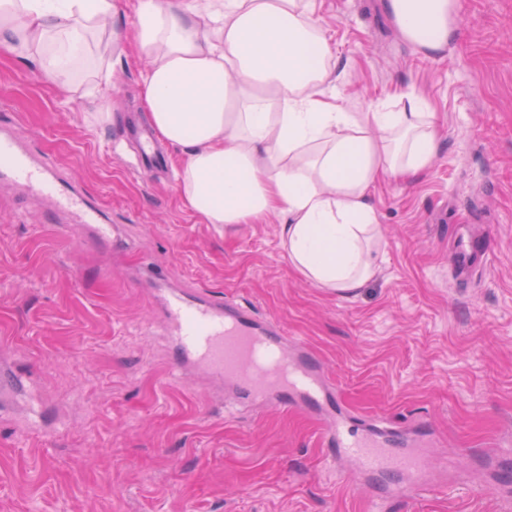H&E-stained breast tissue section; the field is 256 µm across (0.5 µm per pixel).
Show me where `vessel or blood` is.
I'll return each mask as SVG.
<instances>
[{"instance_id":"obj_1","label":"vessel or blood","mask_w":512,"mask_h":512,"mask_svg":"<svg viewBox=\"0 0 512 512\" xmlns=\"http://www.w3.org/2000/svg\"><path fill=\"white\" fill-rule=\"evenodd\" d=\"M0 180L50 199L71 227L89 226L99 239L110 238L112 226L101 210L54 170L35 164L17 134L0 133ZM455 243L458 276L469 277L488 264L490 252L483 236L462 229ZM159 316L175 346L177 363L192 362L224 383L229 394L286 408L319 410L322 434L332 449L329 463L346 458L353 462L358 477L400 471L412 477L404 488L406 496L415 499L426 491V484L415 478L424 466L420 457L406 450L392 453L379 427L355 433L347 418L328 408L320 361L302 344L289 341L279 324L241 302L173 288L162 289Z\"/></svg>"}]
</instances>
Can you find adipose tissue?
<instances>
[{
  "label": "adipose tissue",
  "instance_id": "ef3b65f1",
  "mask_svg": "<svg viewBox=\"0 0 512 512\" xmlns=\"http://www.w3.org/2000/svg\"><path fill=\"white\" fill-rule=\"evenodd\" d=\"M385 8L425 55L458 37L459 0ZM117 15L116 0H0V36L24 52L60 35L47 70L62 81L90 32ZM134 44L150 125L182 153L186 209L204 224L283 213L282 244L305 277L350 293L373 276L371 188L427 172L439 150L419 95L400 112L343 111L326 83L331 51L313 0H138Z\"/></svg>",
  "mask_w": 512,
  "mask_h": 512
}]
</instances>
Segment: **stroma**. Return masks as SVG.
<instances>
[{
  "mask_svg": "<svg viewBox=\"0 0 512 512\" xmlns=\"http://www.w3.org/2000/svg\"><path fill=\"white\" fill-rule=\"evenodd\" d=\"M331 80L346 111L400 110L414 92L434 112L429 171L384 180L370 202L380 265L345 296L288 261L280 219L200 223L181 203L180 154L132 164L128 124L146 123L141 68L118 54L71 68L60 93L0 39V126L79 185L122 237L83 242L48 200L0 182V512H367L395 472L354 481L324 470L316 417L273 404L225 406L199 375L173 378L158 317L128 273L154 268L185 290L240 299L317 357L354 425L417 437L462 468L445 491L396 498L389 512H512V0H461L459 36L427 57L398 34L385 0H316ZM488 235L491 260L457 278L455 225Z\"/></svg>",
  "mask_w": 512,
  "mask_h": 512,
  "instance_id": "stroma-1",
  "label": "stroma"
}]
</instances>
